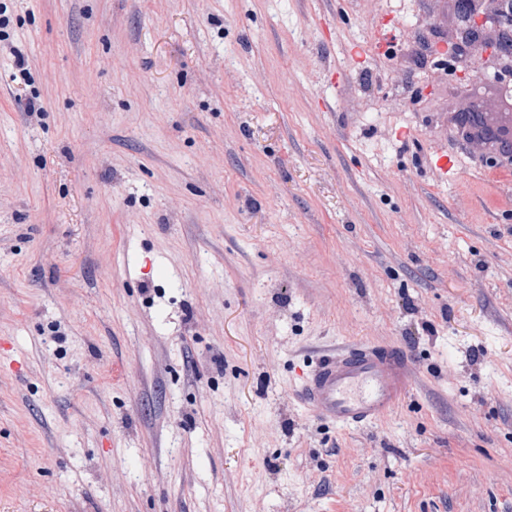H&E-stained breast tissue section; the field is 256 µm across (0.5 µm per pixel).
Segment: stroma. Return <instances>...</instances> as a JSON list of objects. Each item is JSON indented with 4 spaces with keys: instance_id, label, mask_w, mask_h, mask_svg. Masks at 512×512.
I'll list each match as a JSON object with an SVG mask.
<instances>
[{
    "instance_id": "obj_1",
    "label": "stroma",
    "mask_w": 512,
    "mask_h": 512,
    "mask_svg": "<svg viewBox=\"0 0 512 512\" xmlns=\"http://www.w3.org/2000/svg\"><path fill=\"white\" fill-rule=\"evenodd\" d=\"M327 2L0 0V512H512V167L351 53L433 0ZM348 341L415 367L360 430ZM411 365L391 345L338 346L321 354L305 375L301 401L336 427L368 426L399 405L412 380Z\"/></svg>"
}]
</instances>
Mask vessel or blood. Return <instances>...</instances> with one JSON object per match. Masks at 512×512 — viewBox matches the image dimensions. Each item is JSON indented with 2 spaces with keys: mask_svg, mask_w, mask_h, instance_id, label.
<instances>
[{
  "mask_svg": "<svg viewBox=\"0 0 512 512\" xmlns=\"http://www.w3.org/2000/svg\"><path fill=\"white\" fill-rule=\"evenodd\" d=\"M412 380L411 362L391 345L357 344L321 354L305 375L302 403L340 428L371 425L392 412Z\"/></svg>",
  "mask_w": 512,
  "mask_h": 512,
  "instance_id": "1",
  "label": "vessel or blood"
}]
</instances>
